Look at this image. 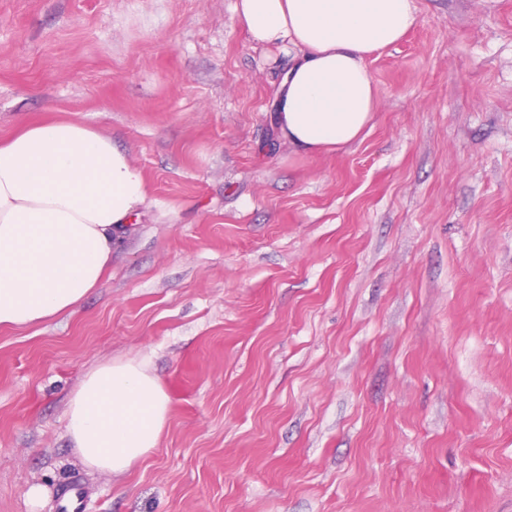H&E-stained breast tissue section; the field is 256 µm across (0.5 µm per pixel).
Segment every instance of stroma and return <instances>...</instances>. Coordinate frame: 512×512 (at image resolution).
I'll list each match as a JSON object with an SVG mask.
<instances>
[{"label": "stroma", "instance_id": "obj_1", "mask_svg": "<svg viewBox=\"0 0 512 512\" xmlns=\"http://www.w3.org/2000/svg\"><path fill=\"white\" fill-rule=\"evenodd\" d=\"M233 3L0 0V138L74 118L149 186L104 287L0 331V512H512V0H415L319 155ZM124 358L170 418L95 472L67 397Z\"/></svg>", "mask_w": 512, "mask_h": 512}]
</instances>
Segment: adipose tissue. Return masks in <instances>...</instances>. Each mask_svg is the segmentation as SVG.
Instances as JSON below:
<instances>
[{
    "instance_id": "adipose-tissue-1",
    "label": "adipose tissue",
    "mask_w": 512,
    "mask_h": 512,
    "mask_svg": "<svg viewBox=\"0 0 512 512\" xmlns=\"http://www.w3.org/2000/svg\"><path fill=\"white\" fill-rule=\"evenodd\" d=\"M234 12L254 42L297 48L274 121L308 155L359 139L377 110L367 60L416 20L414 0H235ZM146 195L127 153L80 121H37L0 141V329L48 321L103 287ZM169 413L146 361L111 360L70 394L67 433L87 468L121 474L158 448Z\"/></svg>"
}]
</instances>
